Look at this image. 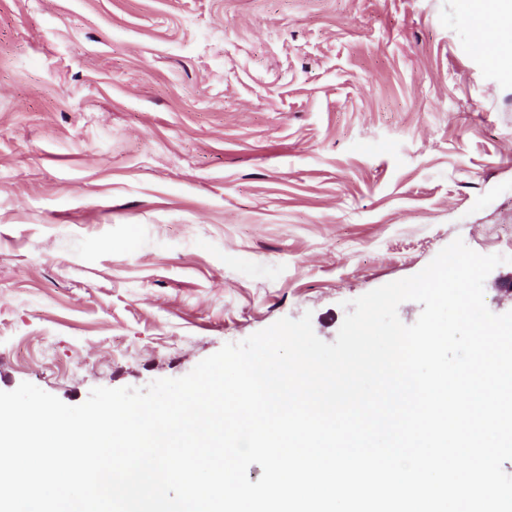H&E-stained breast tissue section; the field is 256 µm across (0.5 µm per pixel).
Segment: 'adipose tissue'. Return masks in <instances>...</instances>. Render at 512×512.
Returning a JSON list of instances; mask_svg holds the SVG:
<instances>
[{
    "instance_id": "ef3b65f1",
    "label": "adipose tissue",
    "mask_w": 512,
    "mask_h": 512,
    "mask_svg": "<svg viewBox=\"0 0 512 512\" xmlns=\"http://www.w3.org/2000/svg\"><path fill=\"white\" fill-rule=\"evenodd\" d=\"M467 14L478 28L475 54L496 65L512 79V0H467Z\"/></svg>"
}]
</instances>
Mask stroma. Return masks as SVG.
Here are the masks:
<instances>
[{"instance_id":"stroma-1","label":"stroma","mask_w":512,"mask_h":512,"mask_svg":"<svg viewBox=\"0 0 512 512\" xmlns=\"http://www.w3.org/2000/svg\"><path fill=\"white\" fill-rule=\"evenodd\" d=\"M465 0H0V391L179 378L462 239L508 256L512 82Z\"/></svg>"}]
</instances>
